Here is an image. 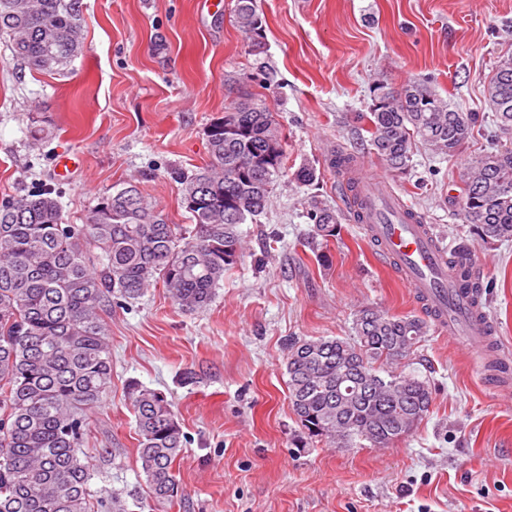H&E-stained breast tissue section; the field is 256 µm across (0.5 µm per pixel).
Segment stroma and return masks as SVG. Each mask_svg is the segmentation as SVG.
Segmentation results:
<instances>
[{
    "mask_svg": "<svg viewBox=\"0 0 512 512\" xmlns=\"http://www.w3.org/2000/svg\"><path fill=\"white\" fill-rule=\"evenodd\" d=\"M81 53L51 73L16 61L0 37V201L55 188L68 223L135 182L171 224H187L175 173L208 160L207 129L243 102L273 113L286 171L268 208L241 225V259L210 304L181 310L162 285L106 322L112 389L89 414L83 453L95 500L146 497L125 387L163 392L186 437L174 467L184 490L163 512H512V392L485 382L474 356L430 329L409 369L432 391L430 411L386 448L299 447L288 398L289 339L346 337L363 307L420 315L363 225L342 220L312 238L306 201L342 210L333 151L387 175L449 248L466 244L486 269L485 309L512 361V241H477L457 215L464 172L487 147V80L512 53V0H257L263 49L235 19L200 0H81ZM429 80L481 126L456 156L416 146L408 176H388L356 115L377 82ZM48 136L33 140L31 130ZM82 162L59 176L56 159ZM317 178H294L302 165Z\"/></svg>",
    "mask_w": 512,
    "mask_h": 512,
    "instance_id": "35a3bbf8",
    "label": "stroma"
}]
</instances>
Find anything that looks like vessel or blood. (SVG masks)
<instances>
[{"mask_svg":"<svg viewBox=\"0 0 512 512\" xmlns=\"http://www.w3.org/2000/svg\"><path fill=\"white\" fill-rule=\"evenodd\" d=\"M359 191L369 239L436 327L462 341L476 359H484L492 348V323L471 293L461 288L460 273L449 264L438 235L408 218V204L388 190L383 178L360 173Z\"/></svg>","mask_w":512,"mask_h":512,"instance_id":"vessel-or-blood-1","label":"vessel or blood"}]
</instances>
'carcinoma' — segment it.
Listing matches in <instances>:
<instances>
[{
    "label": "carcinoma",
    "mask_w": 512,
    "mask_h": 512,
    "mask_svg": "<svg viewBox=\"0 0 512 512\" xmlns=\"http://www.w3.org/2000/svg\"><path fill=\"white\" fill-rule=\"evenodd\" d=\"M239 28L262 49L256 0H236ZM81 0H0V34L16 60L52 71L83 47ZM368 123L370 150L406 174L413 147L454 157L479 121L458 112L426 81L398 90L379 83ZM486 99L495 136L512 138V54L490 76ZM236 131L225 134L224 127ZM209 161L176 174L194 224H169L129 182L106 196L86 224L66 222L59 195L45 188L0 203V512H95L91 465L81 457L88 413L112 387V354L100 311L162 284L184 311L206 307L237 263L239 225L263 213L285 168L273 114L241 103L210 124ZM331 171L355 186L356 160L336 151ZM315 237L336 236L342 214L307 201ZM458 217L482 242L512 241V149L469 163ZM468 276L471 249L450 253ZM430 325L417 316L360 309L346 338L288 342L286 373L292 411L307 435L331 447L363 441L385 447L411 433L429 413L427 382L399 369ZM138 457L150 502L112 495V512H144L182 494L173 468L185 436L166 396L131 381Z\"/></svg>",
    "instance_id": "cac0c4a2"
}]
</instances>
